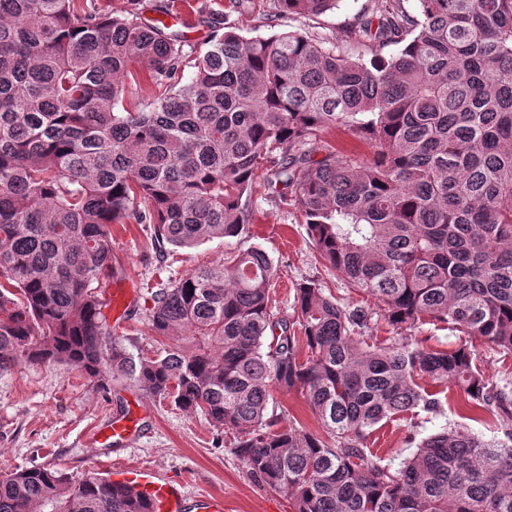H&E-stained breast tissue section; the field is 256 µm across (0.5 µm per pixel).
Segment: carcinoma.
I'll list each match as a JSON object with an SVG mask.
<instances>
[{
	"label": "carcinoma",
	"instance_id": "obj_1",
	"mask_svg": "<svg viewBox=\"0 0 512 512\" xmlns=\"http://www.w3.org/2000/svg\"><path fill=\"white\" fill-rule=\"evenodd\" d=\"M277 2L318 15L338 0ZM372 2L353 27L366 63L340 37L245 38L226 23L187 51L134 11L0 0V373L55 362L103 391L132 380L232 432L250 474L295 512H512V378L487 379L465 345L370 344L373 312L315 282L277 316L260 248L152 293L151 330L181 340L164 354L106 341L110 226L150 225L160 253L237 237L264 167L320 257L392 326L444 323L512 354V0H419L416 15ZM137 65L155 94L131 112ZM342 124L370 143L369 162L314 158L316 132ZM426 380L502 424L490 440L445 426L394 469L368 439L383 421L442 412ZM275 389L303 395L322 432L282 425ZM0 512L148 510L93 468L42 466L0 474Z\"/></svg>",
	"mask_w": 512,
	"mask_h": 512
}]
</instances>
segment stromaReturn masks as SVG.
I'll return each instance as SVG.
<instances>
[{
  "label": "stroma",
  "mask_w": 512,
  "mask_h": 512,
  "mask_svg": "<svg viewBox=\"0 0 512 512\" xmlns=\"http://www.w3.org/2000/svg\"><path fill=\"white\" fill-rule=\"evenodd\" d=\"M96 5L99 11L115 15L135 9L145 20L168 11L172 31L200 50L213 34L203 21V13L197 11L202 5L205 13L225 17L248 38L302 30L332 40L343 33L347 53L362 59L368 56L349 29L357 14L370 9L372 0H340L331 11L305 16L280 14L274 0H249L248 8L241 12L229 10L228 0H96ZM249 207L252 218L245 234L209 239L191 248H172L162 255L151 246L148 225H113L112 247L123 268L117 284L141 291L118 333L128 351L153 357L169 345L148 327L152 291L196 268L222 264L227 253L252 246L266 251L277 269L273 295L277 315L292 314L296 284L314 281L340 304L369 308L374 314L369 334L374 339L383 342L396 336L381 304L351 288L339 272L318 257L302 212L294 201L282 200L276 189L267 185L265 173L257 175ZM439 392L442 415H408L379 425L372 433L375 451L393 467H400L412 454L411 434L423 437L450 421L484 439L493 437L494 424L471 420L460 390L443 385ZM136 405L143 408L144 418L132 442L111 446L97 443L98 430ZM117 462L143 465L159 476L181 482L189 500L223 498L224 512H294L287 496L261 485L248 473L236 453L232 433L216 434L203 415L183 412L129 382L100 392L82 372L59 363L22 365L0 374V470L50 466L76 476L94 468L108 476Z\"/></svg>",
  "instance_id": "obj_1"
}]
</instances>
